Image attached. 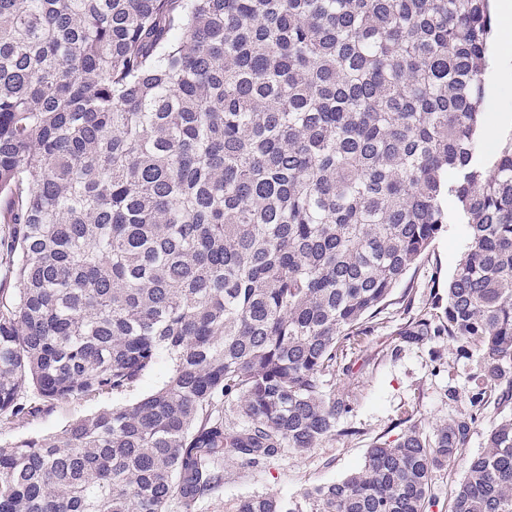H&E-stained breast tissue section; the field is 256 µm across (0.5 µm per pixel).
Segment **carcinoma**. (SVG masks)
Listing matches in <instances>:
<instances>
[{"label":"carcinoma","mask_w":512,"mask_h":512,"mask_svg":"<svg viewBox=\"0 0 512 512\" xmlns=\"http://www.w3.org/2000/svg\"><path fill=\"white\" fill-rule=\"evenodd\" d=\"M489 2L0 0V419L169 363L133 404L0 446V512H199L224 460L318 447L349 411L326 381L453 218L447 304L406 301L400 335L478 355L461 408L431 435L405 411L308 511L236 509L427 512L512 404V137L476 149ZM449 512H512V413ZM502 415L492 404L485 417L471 430L464 448V456L457 458L448 464V467L434 474L433 501L428 512H448L449 502L465 470V459L484 450L488 430L501 419Z\"/></svg>","instance_id":"carcinoma-1"}]
</instances>
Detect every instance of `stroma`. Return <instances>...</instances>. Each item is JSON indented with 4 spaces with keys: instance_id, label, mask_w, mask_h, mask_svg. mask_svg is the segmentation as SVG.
Masks as SVG:
<instances>
[{
    "instance_id": "obj_1",
    "label": "stroma",
    "mask_w": 512,
    "mask_h": 512,
    "mask_svg": "<svg viewBox=\"0 0 512 512\" xmlns=\"http://www.w3.org/2000/svg\"><path fill=\"white\" fill-rule=\"evenodd\" d=\"M492 51L494 64L486 76V110L498 114L500 122L495 140L480 141L486 152L494 143L512 137V77L503 74L505 68L512 67V42L493 44ZM468 242L466 225H449L393 291L382 327L366 338L362 348L346 357L344 371L328 383V392L351 399L348 413L337 423L338 434L309 452L291 451L256 468L225 460L224 488L206 499L200 512H234L242 500L269 495L304 500L314 487L340 481L361 468L372 443L397 439L404 430L400 419L405 409L417 408L416 423L427 434L456 411L448 390H467L475 359L460 357L456 345L447 339L418 345L403 341L398 331L404 322L400 308L405 296L422 303L434 292L439 299H446L448 281ZM114 401L110 397L70 399L54 403L34 417L0 422V446L58 434L78 418L110 409ZM500 418L496 408H489L471 430L463 457L435 473L428 512H448L466 458L483 451L488 430Z\"/></svg>"
}]
</instances>
